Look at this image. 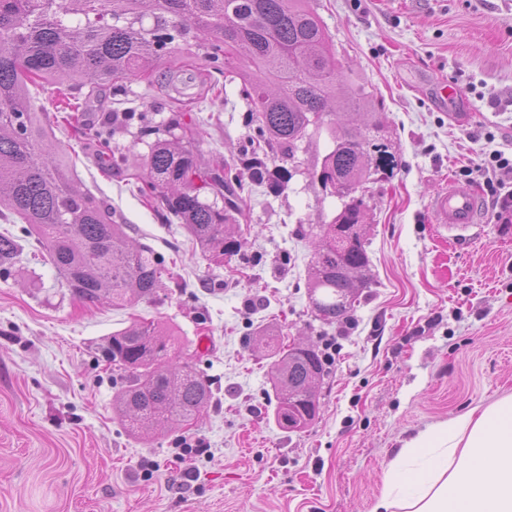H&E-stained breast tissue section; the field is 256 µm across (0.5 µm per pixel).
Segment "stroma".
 <instances>
[{"mask_svg": "<svg viewBox=\"0 0 512 512\" xmlns=\"http://www.w3.org/2000/svg\"><path fill=\"white\" fill-rule=\"evenodd\" d=\"M350 78L384 108L389 181L366 186L371 288L350 323L324 324L309 304L312 246L301 228L329 223L340 206L313 184L328 134L305 143L301 165L278 196L253 187L234 228L240 252L208 261L189 233L137 192L149 152L141 120L194 126L201 161L237 164L250 141L249 106L236 86L215 101H175L146 81L128 104L141 120L114 141L126 166L78 145L57 121L59 94L46 86L37 111L62 150L78 146L75 179L103 198L112 221L154 250L175 275L150 302L87 308L21 224V265L0 276V512H372L385 465L404 440L429 426L512 394V210L465 229L432 224L431 195L448 181L485 193L463 167L480 154L512 156V0H308ZM455 82L468 109L448 111L431 83ZM498 106H490L489 95ZM157 319L210 382L213 400L196 426L145 441L112 413V368L104 338L130 317ZM284 342L336 345L319 385L320 411L304 431L276 423L260 330ZM203 438L209 457L186 474L181 439Z\"/></svg>", "mask_w": 512, "mask_h": 512, "instance_id": "1", "label": "stroma"}]
</instances>
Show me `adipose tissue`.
<instances>
[{"label":"adipose tissue","mask_w":512,"mask_h":512,"mask_svg":"<svg viewBox=\"0 0 512 512\" xmlns=\"http://www.w3.org/2000/svg\"><path fill=\"white\" fill-rule=\"evenodd\" d=\"M373 512H512V395L407 439Z\"/></svg>","instance_id":"obj_1"}]
</instances>
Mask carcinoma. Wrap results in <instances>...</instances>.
<instances>
[{
  "label": "carcinoma",
  "mask_w": 512,
  "mask_h": 512,
  "mask_svg": "<svg viewBox=\"0 0 512 512\" xmlns=\"http://www.w3.org/2000/svg\"><path fill=\"white\" fill-rule=\"evenodd\" d=\"M307 0H0V216L27 225L46 247L49 261L73 298L85 305L104 300L115 308L152 299L165 262L146 246L130 244L111 207L74 182L36 111L29 86H68L72 96L59 112H82L107 90L115 103L128 100L133 77L153 85L149 64L165 61L170 82L188 62H205L199 86L218 93V82L236 83L250 103L257 131L243 151L251 183L285 192L290 172L267 167L260 151L270 144L293 163L302 144L327 132L334 148L310 171L311 181L338 197L341 209L319 224L308 268L314 316L346 323L370 281L363 197L369 181L392 169L388 146L378 141L379 104L365 84L348 78L316 12ZM89 88L84 100L77 94ZM337 112L364 118L363 127L330 119ZM120 116L80 128L84 139L112 150ZM150 147L137 191L183 224L204 256L216 263L242 242L225 236L242 210L245 183L224 163L204 167L186 142L189 126L177 122ZM17 237L0 233V273L15 268ZM175 337L156 320L134 317L107 337L102 358L117 381L112 410L128 433L151 437L161 429L195 423L207 409L209 382L188 360L173 358ZM271 366L275 419L287 431L309 426L319 409L318 385L327 372L313 344L276 352Z\"/></svg>",
  "instance_id": "cac0c4a2"
}]
</instances>
